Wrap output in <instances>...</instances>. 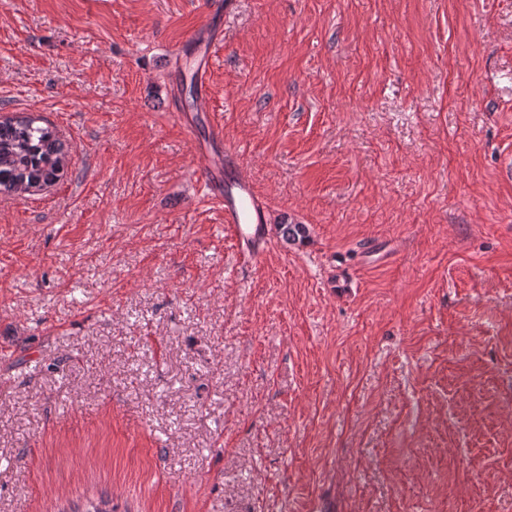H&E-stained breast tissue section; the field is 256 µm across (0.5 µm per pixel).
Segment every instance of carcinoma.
<instances>
[{"label":"carcinoma","mask_w":512,"mask_h":512,"mask_svg":"<svg viewBox=\"0 0 512 512\" xmlns=\"http://www.w3.org/2000/svg\"><path fill=\"white\" fill-rule=\"evenodd\" d=\"M64 146L54 130L31 115L0 120V193L38 192L60 180Z\"/></svg>","instance_id":"1"}]
</instances>
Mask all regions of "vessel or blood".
<instances>
[{
  "label": "vessel or blood",
  "mask_w": 512,
  "mask_h": 512,
  "mask_svg": "<svg viewBox=\"0 0 512 512\" xmlns=\"http://www.w3.org/2000/svg\"><path fill=\"white\" fill-rule=\"evenodd\" d=\"M219 32L204 34L192 32L188 43L194 47L190 60V75L198 89L197 103L206 106V76L211 67L212 50L220 43ZM196 155L202 162V180L210 197L224 212V225L241 249L250 257H259L270 239L265 202L256 194L250 176L238 168L236 155L225 150L223 165L211 160L204 145H197Z\"/></svg>",
  "instance_id": "vessel-or-blood-1"
}]
</instances>
